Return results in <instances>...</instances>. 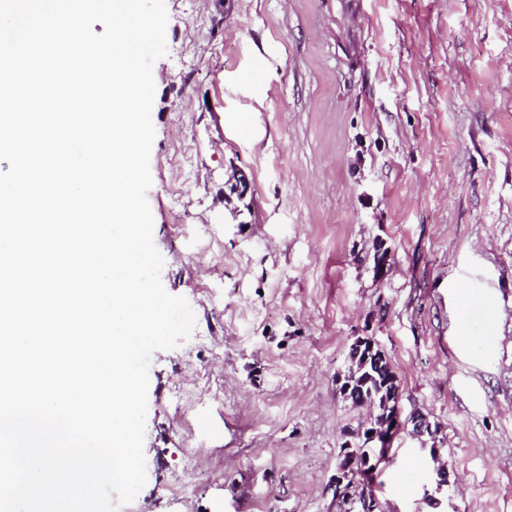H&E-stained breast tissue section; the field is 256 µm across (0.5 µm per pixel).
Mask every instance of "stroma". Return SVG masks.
I'll list each match as a JSON object with an SVG mask.
<instances>
[{
  "instance_id": "35a3bbf8",
  "label": "stroma",
  "mask_w": 512,
  "mask_h": 512,
  "mask_svg": "<svg viewBox=\"0 0 512 512\" xmlns=\"http://www.w3.org/2000/svg\"><path fill=\"white\" fill-rule=\"evenodd\" d=\"M165 5L147 199L196 325L151 357L147 481L121 512H336L359 336L449 472L437 489L400 432L383 512H512V0Z\"/></svg>"
}]
</instances>
